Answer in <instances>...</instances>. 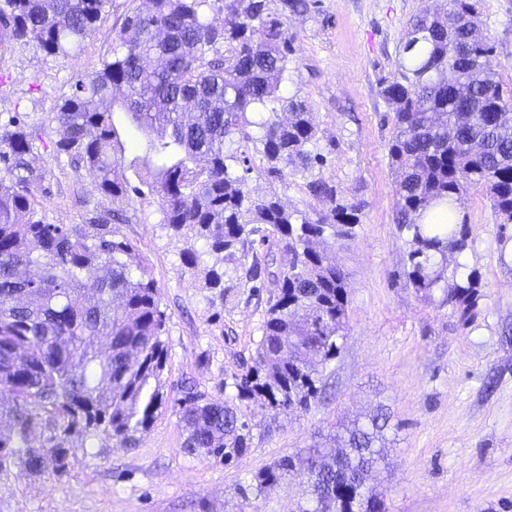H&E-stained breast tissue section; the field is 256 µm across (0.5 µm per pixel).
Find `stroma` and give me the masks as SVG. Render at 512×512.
Here are the masks:
<instances>
[{
    "label": "stroma",
    "instance_id": "obj_1",
    "mask_svg": "<svg viewBox=\"0 0 512 512\" xmlns=\"http://www.w3.org/2000/svg\"><path fill=\"white\" fill-rule=\"evenodd\" d=\"M284 26L292 42L284 95L299 94L313 114L326 161L313 173H267L253 146L244 150L252 193L275 195L310 218L327 214L307 184L318 175L340 199L360 204L354 235L329 243L327 256L347 274L346 339L325 373L326 391L306 411L265 408L251 417L245 450L226 462L188 454L174 406L125 448L102 437L80 449L63 480L11 477L0 512H307L302 475L257 495V478L281 458L331 431L390 415L384 463L370 477L385 512H512V223L487 194L460 191L470 235L458 260L478 288L449 302L410 283L406 232L397 226L398 174L388 156L393 112L380 95L397 69L410 19L427 0H312ZM147 0H109L84 52L69 61L29 43L0 38V126L19 118L34 134L35 217L85 224L111 209L94 175L56 156L53 116L73 83L112 48L124 14ZM494 51L490 65L512 92V0H476ZM121 236L147 258L167 315V386L190 380L221 400L232 376L252 363L268 289L204 287L183 264L184 237L162 222L152 197L133 202Z\"/></svg>",
    "mask_w": 512,
    "mask_h": 512
}]
</instances>
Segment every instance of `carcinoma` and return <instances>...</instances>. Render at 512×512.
Returning <instances> with one entry per match:
<instances>
[{
    "label": "carcinoma",
    "instance_id": "carcinoma-1",
    "mask_svg": "<svg viewBox=\"0 0 512 512\" xmlns=\"http://www.w3.org/2000/svg\"><path fill=\"white\" fill-rule=\"evenodd\" d=\"M309 2L224 0L219 26L207 15L209 0H150L147 11L125 15L111 53L75 81L54 116L57 154L92 172L115 205L88 224L34 219L42 175L32 165V134L19 121L0 127V395L9 421L0 429V477L17 469L60 479L76 449L100 436L133 448L171 400L166 314L148 260L117 228L124 207L147 193L174 235L224 254L229 272L201 266L200 253L184 249L185 266L204 287L222 297L229 278L271 289L253 365L232 375L235 400L213 401L186 379L178 386L171 401L183 448L227 461L248 447L249 413L306 409L321 393L348 311L346 273L327 260V238L352 236L359 205L313 179L309 192L329 214L312 220L275 195L251 194L246 176L233 172L241 141L262 147L273 176L324 163L312 113L298 95H281L293 52L281 17L307 11ZM107 3L0 0V25L67 61L84 50ZM492 51L472 0H430L409 22L397 70L380 88L395 114L388 155L400 173L407 276L420 292L443 289L448 301L476 285L474 273L460 276L462 264L448 269V258L466 247L468 224L419 219L439 204L453 213L470 184L512 221V96L487 64ZM115 112L145 137L127 166ZM255 235L291 255L287 269L246 264ZM387 426L380 412L334 437L335 449L280 459L258 478L256 493L300 469L312 499L305 512H381L368 477L384 458Z\"/></svg>",
    "mask_w": 512,
    "mask_h": 512
}]
</instances>
